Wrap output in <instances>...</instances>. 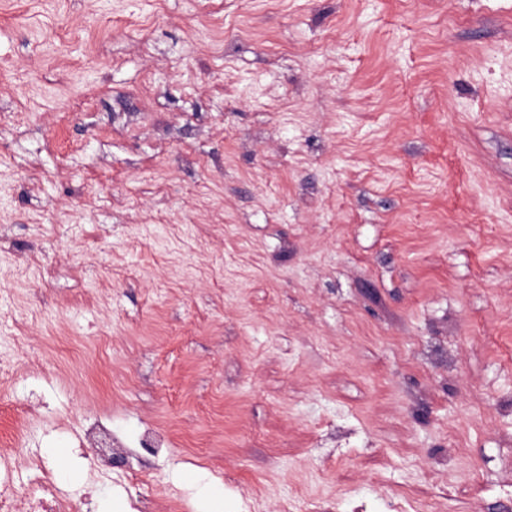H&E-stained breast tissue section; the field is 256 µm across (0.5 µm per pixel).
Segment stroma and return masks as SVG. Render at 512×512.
<instances>
[{
  "instance_id": "stroma-1",
  "label": "stroma",
  "mask_w": 512,
  "mask_h": 512,
  "mask_svg": "<svg viewBox=\"0 0 512 512\" xmlns=\"http://www.w3.org/2000/svg\"><path fill=\"white\" fill-rule=\"evenodd\" d=\"M1 305L95 512H512V0H0ZM85 437L90 441H96L100 446V453L89 458V463L91 467V471L89 473V483L90 487L87 489V492L83 494L80 498V503L92 502V493L96 490L95 484L100 480V478L106 474V471L100 469L97 465L99 460H110L112 459V435L110 431L105 428L102 424L94 423L90 424L85 430ZM104 441H108L109 444L104 445Z\"/></svg>"
}]
</instances>
